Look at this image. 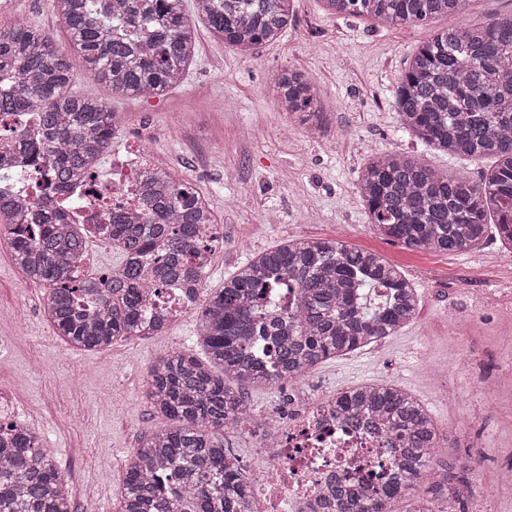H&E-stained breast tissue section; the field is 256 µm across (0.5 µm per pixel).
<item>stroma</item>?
Instances as JSON below:
<instances>
[{"mask_svg": "<svg viewBox=\"0 0 512 512\" xmlns=\"http://www.w3.org/2000/svg\"><path fill=\"white\" fill-rule=\"evenodd\" d=\"M294 19L275 43L244 54L215 38L200 19L197 55L184 80L145 100L113 97L131 121L148 117L156 166L191 183L224 225L207 290L220 288L249 257L284 241L331 239L346 225L345 243L379 253L414 283L419 315L396 335L329 359L302 385L303 395L333 394L391 378L418 398L441 431L459 447L512 457V397L496 408L483 438L473 419L484 402L456 371L461 343L483 348L512 331V253L500 241L460 253L413 250L370 224L357 176L374 154L407 152L431 168L480 181L491 162L457 159L425 148L403 132L391 90L415 47L460 24L444 16L425 26L388 30L362 17L339 19L322 0H294ZM12 19L51 29L69 52L64 22L50 0H8ZM304 72L328 114L322 139L310 137L296 116L278 111L274 79L285 68ZM220 150V161L210 159ZM277 214L265 224L263 212ZM43 288L26 282L7 245L0 244V336L13 337L0 354V391L10 394L13 421L34 429L69 481L74 512H117L122 465L145 431L160 424L145 397L149 364L170 351H195V321L185 317L150 338L131 337L98 351H76L41 312ZM27 309L23 334L13 311ZM474 324L468 337L457 316ZM94 499H86V490Z\"/></svg>", "mask_w": 512, "mask_h": 512, "instance_id": "obj_1", "label": "stroma"}]
</instances>
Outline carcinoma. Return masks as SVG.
I'll use <instances>...</instances> for the list:
<instances>
[{
	"label": "carcinoma",
	"instance_id": "obj_1",
	"mask_svg": "<svg viewBox=\"0 0 512 512\" xmlns=\"http://www.w3.org/2000/svg\"><path fill=\"white\" fill-rule=\"evenodd\" d=\"M293 0H194L212 35L241 52L281 38ZM337 16L367 15L385 28L439 15L466 16L473 0H323ZM84 67L116 95L154 97L180 84L197 53L183 0H52ZM0 118L33 157L29 189L48 200L81 180L106 154L124 115L101 97L75 95L68 56L54 37L18 23L0 28ZM286 112L310 120L322 105L314 82L286 70L276 78ZM402 128L429 147L466 160L493 159L481 183L448 176L403 153L375 155L358 175L369 223L411 249L455 253L478 245L494 225L512 249V14L464 23L421 44L394 90ZM43 139L28 138V112ZM139 208L112 214L102 233L125 249L124 263L94 279L72 278L87 248L83 227L18 222L0 200V236L25 279L46 287L45 309L60 338L96 351L130 337L156 336L166 317L143 320L141 299L165 280L204 282L211 207L191 184L155 167ZM151 257V263L143 259ZM419 305L414 286L383 257L333 239H292L260 253L224 279L198 311L205 359L168 352L149 368L146 398L163 423L126 457L118 512H255L251 487L224 448V429L250 414L247 388L274 387L318 364L395 335ZM345 421L370 417L389 438L395 480L336 486L335 512H470L476 498L464 452L435 460L440 434L422 404L398 386H361L334 398ZM434 475L426 495L420 481ZM0 512H72L63 474L37 435L0 421Z\"/></svg>",
	"mask_w": 512,
	"mask_h": 512
}]
</instances>
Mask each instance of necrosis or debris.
I'll use <instances>...</instances> for the list:
<instances>
[{
    "label": "necrosis or debris",
    "mask_w": 512,
    "mask_h": 512,
    "mask_svg": "<svg viewBox=\"0 0 512 512\" xmlns=\"http://www.w3.org/2000/svg\"><path fill=\"white\" fill-rule=\"evenodd\" d=\"M151 166L150 152L135 147L114 164L110 175L95 171L90 182L67 186L63 196L74 223L96 224L101 209H135L140 179ZM201 302L182 284L156 287L145 298L143 316L150 321L163 313L175 320L193 313ZM463 360L465 377L476 380L487 398L480 417L488 419L501 394L512 390V368L482 370L470 349ZM267 416L274 423L276 441L256 442L265 458L260 476L252 481L257 512H311V504L336 480L366 474L385 478L391 472L384 436L364 421L353 427L338 423L330 400L314 396L302 405L293 399L269 409Z\"/></svg>",
    "instance_id": "necrosis-or-debris-1"
}]
</instances>
